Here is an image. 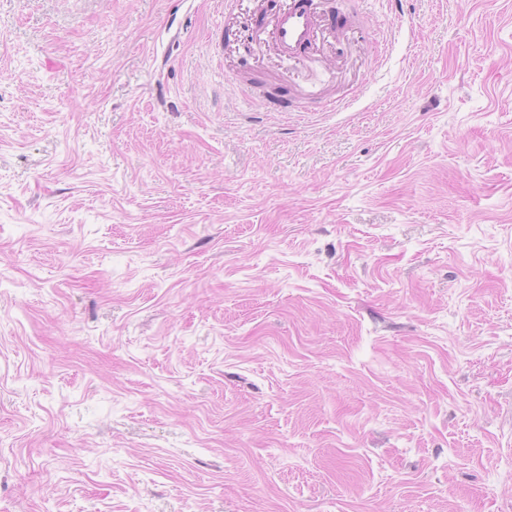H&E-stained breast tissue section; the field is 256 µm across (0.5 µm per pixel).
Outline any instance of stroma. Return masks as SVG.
<instances>
[{
	"label": "stroma",
	"mask_w": 512,
	"mask_h": 512,
	"mask_svg": "<svg viewBox=\"0 0 512 512\" xmlns=\"http://www.w3.org/2000/svg\"><path fill=\"white\" fill-rule=\"evenodd\" d=\"M260 5L0 0V512H512V0ZM269 34L290 58L302 60L306 50L319 37L318 20L311 7L300 0L285 1L274 14Z\"/></svg>",
	"instance_id": "stroma-1"
}]
</instances>
